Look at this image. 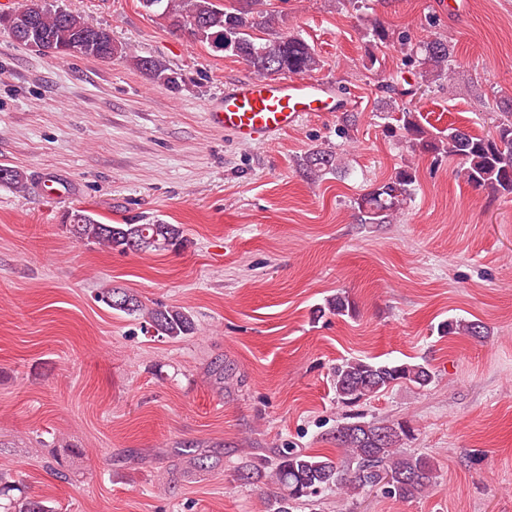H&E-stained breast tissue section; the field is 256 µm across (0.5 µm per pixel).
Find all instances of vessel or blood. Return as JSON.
Segmentation results:
<instances>
[{
  "label": "vessel or blood",
  "mask_w": 512,
  "mask_h": 512,
  "mask_svg": "<svg viewBox=\"0 0 512 512\" xmlns=\"http://www.w3.org/2000/svg\"><path fill=\"white\" fill-rule=\"evenodd\" d=\"M348 105L318 78H244L225 86L223 99L210 105L206 117L241 143L267 147L296 128L303 113L341 112Z\"/></svg>",
  "instance_id": "1"
}]
</instances>
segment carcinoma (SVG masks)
I'll list each match as a JSON object with an SVG mask.
<instances>
[{"mask_svg": "<svg viewBox=\"0 0 512 512\" xmlns=\"http://www.w3.org/2000/svg\"><path fill=\"white\" fill-rule=\"evenodd\" d=\"M145 11L176 31H182L195 43L212 46L221 42L224 52L244 61L258 78L305 76L320 71L324 60L315 49L291 30L280 27L276 16L264 8V0H141ZM49 35L61 48L57 58L69 56L67 49L83 48L81 55L110 60L119 58L128 66L147 72L170 89L179 87L178 77L156 58L126 51L112 40L111 32L88 22L84 16L60 7L43 4L32 25L30 40ZM366 37L374 43L397 42L410 61L420 66L422 81L432 84L453 77L455 44L447 38L431 37L412 42L406 36L394 37L382 24L371 23ZM394 130L409 139L413 150L444 153L462 164V174L475 188H488L512 195V102L501 112L495 131L478 136L458 127L433 134L423 128L415 114L404 109ZM308 174L318 177L340 169L341 155L330 147L312 150L304 160ZM415 171L399 169L389 180L373 186L356 199L358 212L366 224H383L396 217L414 193ZM78 239L125 252L165 251L184 242V230L178 224L154 220L146 224H105L90 214H82V223L70 225ZM100 300L114 311L137 317L156 336L176 340L195 331L189 311L178 306L149 308L138 295L118 286L104 288ZM326 308L335 315H349L354 304L338 294L327 300ZM448 335L484 336L476 321L451 318L440 325ZM434 374L423 364L378 362L367 359L344 360L332 371L337 401L357 405L399 384L425 388ZM410 429L403 422H366L350 416L336 427V448L341 456L311 455L293 448H281L268 458H245L237 467L240 479L262 480L273 487L270 512H291L295 504L310 501L326 492L355 497L381 488L385 494L413 499L437 484V469L427 456L404 448ZM3 512H54L43 500L25 498Z\"/></svg>", "mask_w": 512, "mask_h": 512, "instance_id": "obj_1", "label": "carcinoma"}]
</instances>
